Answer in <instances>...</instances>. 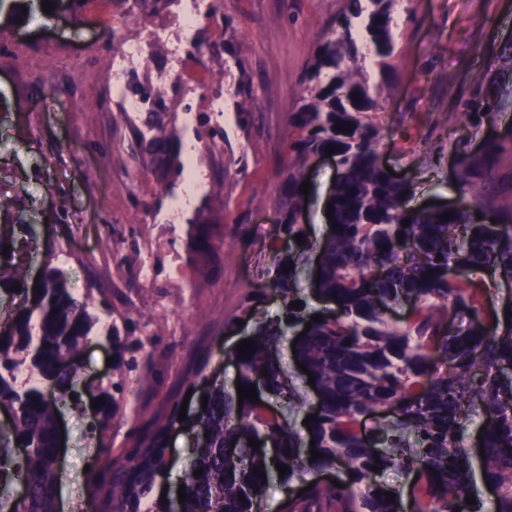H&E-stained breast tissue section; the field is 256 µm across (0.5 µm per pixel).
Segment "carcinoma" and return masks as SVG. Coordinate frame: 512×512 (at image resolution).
Returning a JSON list of instances; mask_svg holds the SVG:
<instances>
[{
    "label": "carcinoma",
    "mask_w": 512,
    "mask_h": 512,
    "mask_svg": "<svg viewBox=\"0 0 512 512\" xmlns=\"http://www.w3.org/2000/svg\"><path fill=\"white\" fill-rule=\"evenodd\" d=\"M397 0H343L307 66L297 111L290 124L279 176L281 215L277 237L305 234L293 220L303 207L300 193L310 156L336 148V181L332 187L331 229L319 247L317 293L336 305V316H320L295 344L296 358L311 371L317 394L311 431L301 434L287 416L270 414L265 401L238 402L237 391L224 388L208 373L210 357L201 359L188 386H206V407L195 418L208 433L192 448L193 461L183 475L185 501L172 505L153 497L168 469V438L179 424L180 401H169L168 413L145 433L112 455V422L126 414L133 389L130 375L153 378L146 346L163 335L149 321L134 322L106 298L95 300L93 288L81 298L68 288L61 270L47 263L40 281L31 284L25 256L31 242L17 241L11 226L0 225V292L16 303L9 331L0 334V408L11 412L0 427V512H60L55 460L60 431L55 413L80 400L76 371L69 366L96 342L117 356V379L88 389L103 401L91 427L98 448L99 481L88 488L99 512H253L263 478L275 463L288 467L285 483L305 473L339 467L341 486L316 482L284 500L278 512H400L376 483V472L390 467L419 475L410 484V512H470L467 489L479 462L483 480L494 490L492 512H512V303L504 309L486 303L487 288L475 279L490 270L512 282V212L495 214V223H479L482 206L470 175L486 166L499 143L489 142L479 156L459 159L460 201L448 209L412 210L402 193L408 182L394 180L381 162L380 104L363 65L358 36L373 52V65L386 80L395 69L393 7ZM358 94V100L352 94ZM478 105L497 110L504 93L497 80L478 85ZM341 128H335V124ZM159 159L165 176L178 156L170 144L139 135ZM449 214L446 220L441 219ZM408 226H402L403 221ZM190 245L209 262L224 247V231L212 234L190 225ZM20 289H14V285ZM38 289H33V286ZM276 290L284 318L303 321L290 307L297 300L294 270L281 274ZM394 303L410 305L397 324L387 316ZM462 312L468 324L448 330V313ZM250 358L234 351L240 385L261 381L265 392L299 408L280 367L276 348L283 336L280 322L255 316ZM448 365L444 371L437 364ZM267 374H262V371ZM483 417V452L464 443L471 414ZM380 416L368 435L362 421ZM415 438L418 450L408 443ZM259 447L248 446V440ZM315 444H310V441ZM277 456L268 455V444ZM27 452L20 454L19 449ZM320 457L309 461V450ZM202 474L193 476V471ZM265 477L255 475V471ZM246 502H241L238 495Z\"/></svg>",
    "instance_id": "obj_1"
}]
</instances>
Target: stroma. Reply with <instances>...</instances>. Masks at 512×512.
<instances>
[{"label":"stroma","mask_w":512,"mask_h":512,"mask_svg":"<svg viewBox=\"0 0 512 512\" xmlns=\"http://www.w3.org/2000/svg\"><path fill=\"white\" fill-rule=\"evenodd\" d=\"M342 0H224L200 25L201 42L215 44L209 57L187 65L193 92L169 95L155 77L168 65L154 46L126 76L153 92L157 111L143 113L156 135L176 151L192 146V168L204 183L189 208L172 211L181 178L157 177L158 161L137 137L139 120L120 110L102 76L113 52L96 39L102 23L94 11L76 12L69 0L28 5L20 24L5 32L14 43L37 35L56 40L52 49L31 48L26 60L0 54V193L13 197L16 216L34 236L28 264L59 266L71 292L100 288L131 319H153L164 341L149 354L156 373L136 387L132 410L115 420L116 447L131 427L165 413L170 399L196 409L188 378L201 355L211 357L214 379L234 389L238 369L228 354L251 334L242 309L275 319L282 303L274 289L288 243L274 235L278 171L293 132L289 117L300 99L302 76ZM396 70L379 101L381 158L409 181L407 205L456 203L460 155L477 153L484 141L512 126V105L475 118L465 114L482 77L512 79L488 66V57L512 36V0H399ZM223 97L224 115L210 112ZM197 113L195 136L181 134L177 108ZM336 169L332 161L309 163L304 204L311 250L301 256L295 286L305 315L326 312L314 291L315 245L330 232L327 197ZM224 227V250L206 274L195 271L188 223ZM156 262L149 282L140 280L142 259ZM141 282L129 290L130 282ZM259 296H252V289ZM93 410L64 409V448L59 463L61 512H89L88 483L97 474ZM196 428L169 438L166 495L176 498L191 464Z\"/></svg>","instance_id":"1"}]
</instances>
